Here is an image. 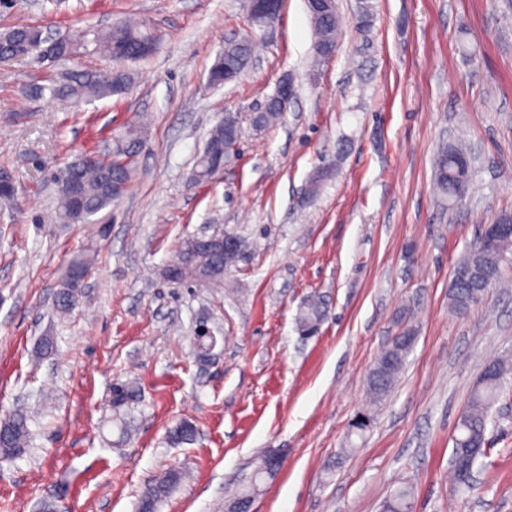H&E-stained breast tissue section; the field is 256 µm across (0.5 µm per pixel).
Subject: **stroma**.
Here are the masks:
<instances>
[{"instance_id": "stroma-1", "label": "stroma", "mask_w": 512, "mask_h": 512, "mask_svg": "<svg viewBox=\"0 0 512 512\" xmlns=\"http://www.w3.org/2000/svg\"><path fill=\"white\" fill-rule=\"evenodd\" d=\"M338 0L335 55L313 65L304 0H283L277 25L253 32L246 0H12L0 31L43 23L53 33L133 17L160 38L125 62L126 94L79 106L30 97L64 72L108 70L106 54L45 68L0 63V167L16 182L0 205V417L32 412L30 454L0 461V512H135L165 471L185 479L159 512H224L269 450L283 463L253 512H381L401 485L412 512H512V394L491 411V449L473 488L449 482L452 438L492 355L512 361V287L467 313L450 308L453 270L482 225L512 213V13L497 0ZM259 42L250 68L220 87L210 68L230 42ZM291 76L282 120L257 130L255 108ZM236 113L243 134L204 184L187 177L210 130ZM143 125L128 191L106 216L59 217L54 175L83 152L111 151ZM463 141L478 162L454 207L434 188V158ZM335 166L318 196L305 188ZM234 234L249 258L220 286L164 274L180 242ZM92 269L75 308L55 294L72 257ZM328 302L319 335L295 316L311 294ZM219 342L207 366L191 341L199 318ZM417 339L390 395L370 402L376 356L404 329ZM53 336L52 353L40 350ZM141 400L126 433L112 423V387ZM370 415L349 435L356 413ZM193 443L167 445L178 422Z\"/></svg>"}]
</instances>
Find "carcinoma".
Returning a JSON list of instances; mask_svg holds the SVG:
<instances>
[{
  "label": "carcinoma",
  "mask_w": 512,
  "mask_h": 512,
  "mask_svg": "<svg viewBox=\"0 0 512 512\" xmlns=\"http://www.w3.org/2000/svg\"><path fill=\"white\" fill-rule=\"evenodd\" d=\"M325 12L312 7L306 0V8L314 30L313 57L322 61L320 48L324 45L337 46L340 15L336 0ZM44 29L40 24H18L0 33V60L24 59L38 56L43 50L39 44V34ZM155 34L144 25L130 19L110 24L105 29L90 27L62 38L53 48V56L60 60L78 56L90 49L103 52L117 60L136 61L149 56L141 51L143 45L156 43ZM255 51V43L247 36L224 48L210 70L212 74L224 75L228 70L241 75L249 67ZM130 83V75L123 71L113 79L103 71H82L70 73L59 81L36 87L40 96L50 100H60L74 105L89 103L124 93ZM280 100L274 96L267 99L263 112L254 115L252 124L263 129L277 123L284 115ZM242 129L238 117L228 112L224 123L216 126L209 134L208 142L222 144L236 142L241 138ZM142 139L141 127L131 123L123 134L116 137L112 150V161L105 166L84 167L66 165L64 174L78 177L84 188V212L77 214L60 200L63 217L71 223H84L90 217L109 208L116 201L112 196V182H129L131 177L130 157L137 152ZM333 176V168L323 167L310 179L309 196L318 195L321 187ZM474 176L473 157L461 143L443 145L434 159V186L440 196L453 204L456 198L469 191ZM213 177V164L207 153L196 160L191 172V182L201 184ZM238 252L228 258L222 254L210 255L205 252H192V240H186L174 262L186 267L182 282L221 284L223 278L211 276L212 267L224 265V260L233 262L247 258L250 246L246 239L239 237ZM512 258V236L501 239L496 245L488 246L475 240L458 261L456 269L466 272L463 279L453 280L451 308L458 314L467 312L479 303L493 288L507 278L505 265ZM83 284L75 276L67 275L57 293L56 305L60 312L67 313L77 304ZM327 306L324 300L311 295L299 307L295 318L296 331L303 338L311 337L324 322ZM414 330L407 329L395 337L376 359L367 379V392L374 402L385 400L390 394L397 377L406 363L413 347ZM512 374V365L500 359L484 363L480 378L470 391L468 403L461 412L452 448V480L462 489L472 488L473 471L479 459L486 455V437L491 410L507 391V377ZM139 401V389L131 383H117L112 389V411L120 424H125L123 415ZM32 416L16 410L0 419V457L8 460L25 454L32 443L29 422ZM196 427L188 422L178 423L170 431V441L174 444L190 443L196 437ZM182 480V473L173 469L166 472L154 483L145 487L138 500L137 512H158L162 500ZM411 490L400 487L384 502L382 512H410Z\"/></svg>",
  "instance_id": "obj_1"
}]
</instances>
